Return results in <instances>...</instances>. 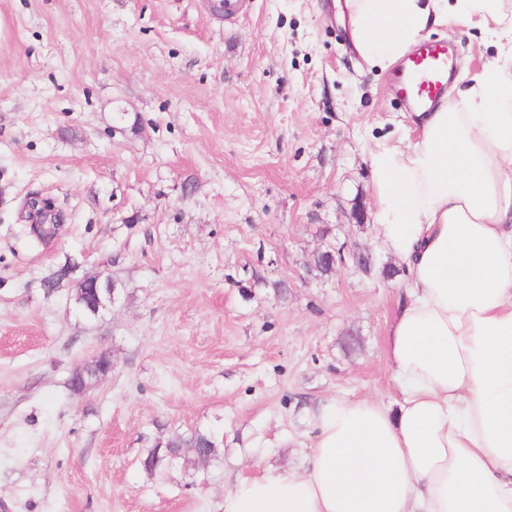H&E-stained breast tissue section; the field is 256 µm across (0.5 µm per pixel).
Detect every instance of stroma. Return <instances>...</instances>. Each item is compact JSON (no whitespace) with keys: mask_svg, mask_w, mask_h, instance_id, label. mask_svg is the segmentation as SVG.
<instances>
[{"mask_svg":"<svg viewBox=\"0 0 512 512\" xmlns=\"http://www.w3.org/2000/svg\"><path fill=\"white\" fill-rule=\"evenodd\" d=\"M215 2L0 0V512H221L237 478L305 468L320 402L394 394L408 277L371 166L412 125L393 72L336 0H249L232 23ZM426 38L460 91L499 57L474 22ZM31 193L65 214L45 247L19 234ZM326 229L397 275L315 277ZM69 260L119 281L112 310L46 293ZM103 350L111 373L72 392ZM193 431L215 459L143 467Z\"/></svg>","mask_w":512,"mask_h":512,"instance_id":"obj_1","label":"stroma"}]
</instances>
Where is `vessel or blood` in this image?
Instances as JSON below:
<instances>
[{
  "label": "vessel or blood",
  "instance_id": "b4317fda",
  "mask_svg": "<svg viewBox=\"0 0 512 512\" xmlns=\"http://www.w3.org/2000/svg\"><path fill=\"white\" fill-rule=\"evenodd\" d=\"M452 70L447 44L422 42L406 55L396 81V92L403 101L432 108L448 88Z\"/></svg>",
  "mask_w": 512,
  "mask_h": 512
}]
</instances>
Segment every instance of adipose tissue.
<instances>
[{
    "instance_id": "adipose-tissue-1",
    "label": "adipose tissue",
    "mask_w": 512,
    "mask_h": 512,
    "mask_svg": "<svg viewBox=\"0 0 512 512\" xmlns=\"http://www.w3.org/2000/svg\"><path fill=\"white\" fill-rule=\"evenodd\" d=\"M503 0H346L354 43L386 68L477 9L512 58ZM418 139L372 159L376 231L407 270L387 330L397 395L336 396L304 472L266 466L223 512H512V69L416 113Z\"/></svg>"
}]
</instances>
